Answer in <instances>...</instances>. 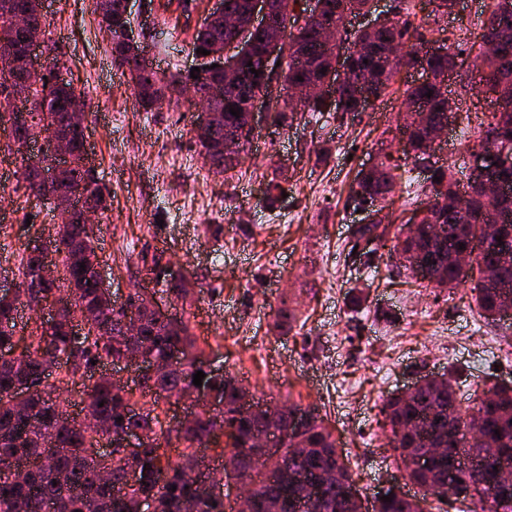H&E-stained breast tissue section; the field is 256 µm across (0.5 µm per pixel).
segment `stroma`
Segmentation results:
<instances>
[{"instance_id":"35a3bbf8","label":"stroma","mask_w":512,"mask_h":512,"mask_svg":"<svg viewBox=\"0 0 512 512\" xmlns=\"http://www.w3.org/2000/svg\"><path fill=\"white\" fill-rule=\"evenodd\" d=\"M46 39L59 78L83 91L86 146L105 187L108 211L94 228L113 292L145 284L142 254L165 251L196 290L191 333L216 366L275 402L314 406L349 461L364 512L396 486L416 496L387 446L386 398L420 377L455 372L460 399L512 382L504 346L511 322L477 328L469 285L420 288L382 254L364 264L351 252L359 215L350 206L358 173L398 148L401 93L417 80L397 75L364 112L304 113L279 132L259 129L233 171L216 174L194 144L188 102L142 111L131 83L112 62L93 0H47ZM131 24L148 38L156 71L193 64L190 31L164 20L149 0H134ZM472 58L459 56L448 81L460 117L436 153L453 162L478 150L470 115L490 120L498 104L476 95ZM285 192L267 205L264 189ZM13 157L0 162V289L19 276L28 246L53 220L21 189ZM296 310L291 329L274 327L281 306Z\"/></svg>"}]
</instances>
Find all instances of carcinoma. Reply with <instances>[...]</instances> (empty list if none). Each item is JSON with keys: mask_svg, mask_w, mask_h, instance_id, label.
Segmentation results:
<instances>
[{"mask_svg": "<svg viewBox=\"0 0 512 512\" xmlns=\"http://www.w3.org/2000/svg\"><path fill=\"white\" fill-rule=\"evenodd\" d=\"M41 0H0V37L10 41L21 59L35 41L44 40L47 17L40 10ZM434 4V23L438 37L427 38L422 28L410 19L400 18L409 12V0H400L395 6V17L384 20L370 31L348 30L345 20L359 14L367 0H323L320 18L336 29V48L330 49L316 38L318 24L297 25V0H271V15L265 30L256 34L254 52L239 63L236 76L224 83V73L211 70L198 72L193 79L187 74L170 79L156 72L139 69V57L145 46L123 41V31L130 19L122 10V0H95L94 13L98 25L110 38L112 59L128 70L140 106L152 110L159 104H179L183 90L191 85L194 92L208 100L215 112L224 113V124L203 132H196V143L213 160L223 164V171L237 167L224 154L226 133L239 130L246 124V110L250 99L262 93L266 84L264 74L267 61L265 42L272 38L286 39L285 53L279 58L284 68L278 72L282 88L297 83L324 82L335 72L336 66L346 70V76L336 78L337 85L327 93L307 99L296 106L288 101L276 103V127L284 128L299 112H363L370 105L360 96L364 87L372 89L375 98L386 95L393 79L392 67L386 56L390 46L407 44L412 50L409 59L424 63L432 78L424 83H413L404 90V101H415L426 108L421 122L404 127L406 152L413 161L426 159L430 132L448 123V88L442 85L448 72L456 66V58L466 50L483 55L485 68L495 79L496 101L499 110L490 122L479 121L474 134L479 144L488 135L496 133L499 144L512 151V0H493L490 21L483 23L481 33L473 41L440 22L448 18L450 0H430ZM25 13L29 24L22 30L13 27V15ZM236 33L224 28L221 22L195 30L193 49L210 50L218 41L232 42ZM494 40L497 48L483 52L486 41ZM349 48H343L345 42ZM259 71L251 73L247 63ZM29 98L25 104L34 113L35 123L41 122L43 108L52 111L53 122L73 146L70 166L56 184L39 178V162L21 157L24 194L39 202L64 192L69 185H83L97 198L100 209H105L101 180L84 163L85 125L73 122L70 105L83 98L69 83L60 84L51 75L36 77L29 83ZM432 96H426V93ZM240 109L235 117L229 109ZM402 165L389 153L377 163V170L362 173L352 191L356 207L366 206L379 214L393 209L394 195L401 186L402 176L397 171ZM428 193L435 194L430 209V223L442 227L443 239L433 241L425 235L413 236L406 232L396 249L411 255L436 261L437 277L432 284L437 288H455L471 283L479 318L487 324L499 320L503 302L512 298V251L503 253L481 241V229L464 223V216L448 205L460 195L453 178L451 165L435 164ZM56 224L50 236L53 252L59 262L56 279L37 290L45 300L58 294L70 296L69 304L76 316L90 314L92 321L81 336L73 334L69 322L61 320L53 325L40 322L41 308L32 296L20 293L15 297L0 296V512H139L142 498L151 496L156 512H225L224 496L216 492L202 476L192 478L187 471L194 469V456L212 444L209 438L212 420L200 419L188 425L164 428L157 412L162 402L176 401L187 392L198 388L222 393L225 401L222 423L227 442L222 451L239 458L232 479L251 486L254 512H357L347 497L355 488V480L336 438L317 415L303 433L305 451L299 455L290 450L287 442L262 460L250 454L253 439L266 432L269 425L259 414L242 415L238 409L243 386L231 375L205 374L202 386L193 384V375L203 370L200 356L204 354L192 337L188 323L161 320L140 302L136 306L140 321L137 343L142 352L156 360L167 357L169 350L179 346L183 362L139 389L143 403L134 400L130 387L102 374L88 392V403L82 408L84 416L96 422L90 429L76 419L62 417L58 402L53 398L56 388L42 382L48 364L56 365L64 374L56 383L64 386L78 372L93 371L97 367L121 358L129 347L124 322L125 306H104L97 294L95 266L99 255L91 231L84 228L76 215L53 212ZM380 223L356 228V242L366 243L364 255L373 260L386 247L387 239L379 231ZM475 244L473 258L475 273L462 277L449 261L459 244ZM76 255L82 263L72 262ZM39 246L35 245L22 258V279L33 275L39 263ZM147 274L162 276L164 292L178 300L187 291L183 274L173 270L163 255H155L146 267ZM26 307L32 316L17 327L18 309ZM24 385L27 394L16 400L14 389ZM390 427L388 447L397 464L408 456H424L431 448L446 452L424 469L411 468L409 480L422 491V496L409 502L397 496L392 488L376 493L375 512H426L428 498L448 499V468L461 455L483 460L484 449H498L503 461L512 467V385L496 383L462 407L457 398L455 381L450 375L434 376L412 395L403 398L389 396L382 407ZM121 421H116V418ZM136 429L148 439L146 447L132 457L118 456L108 464L98 459L96 446L114 430ZM182 446L178 457L167 454L172 440ZM308 472L317 479V498L307 508L295 509L294 497L299 491L296 476ZM497 489L488 496L489 488ZM392 501L385 502L381 497ZM457 501L468 505L466 512H493L503 509L512 512V482L502 484L492 466H480L470 481L453 494Z\"/></svg>", "mask_w": 512, "mask_h": 512, "instance_id": "1", "label": "carcinoma"}]
</instances>
